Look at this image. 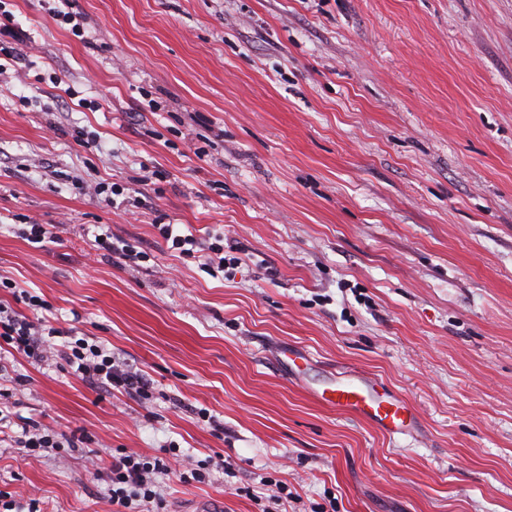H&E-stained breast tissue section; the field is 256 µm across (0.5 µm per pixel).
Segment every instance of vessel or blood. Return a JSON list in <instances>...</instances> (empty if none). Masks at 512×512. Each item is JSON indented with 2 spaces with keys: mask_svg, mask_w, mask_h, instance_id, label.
I'll return each instance as SVG.
<instances>
[{
  "mask_svg": "<svg viewBox=\"0 0 512 512\" xmlns=\"http://www.w3.org/2000/svg\"><path fill=\"white\" fill-rule=\"evenodd\" d=\"M313 396L336 411L356 415L389 436L411 435L417 417L406 399L392 391H378L367 376L349 370L333 377Z\"/></svg>",
  "mask_w": 512,
  "mask_h": 512,
  "instance_id": "vessel-or-blood-1",
  "label": "vessel or blood"
}]
</instances>
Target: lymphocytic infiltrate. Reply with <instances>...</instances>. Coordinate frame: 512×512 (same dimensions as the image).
Returning <instances> with one entry per match:
<instances>
[{
  "label": "lymphocytic infiltrate",
  "mask_w": 512,
  "mask_h": 512,
  "mask_svg": "<svg viewBox=\"0 0 512 512\" xmlns=\"http://www.w3.org/2000/svg\"><path fill=\"white\" fill-rule=\"evenodd\" d=\"M159 236L171 242L179 257L201 261L210 276L232 279L236 270L245 264L243 249L237 241L216 236L206 241L181 233L177 225L157 224ZM8 289L13 297L27 306L21 314L11 307L0 305V351L33 364L53 362L59 370L76 375L93 390L108 393L119 386L150 399V382L131 370L122 369L106 345L89 342L87 337L69 334L63 344H55L60 331L42 314L47 304L40 296L22 289L12 279L0 277V289ZM88 436L74 438L53 428L25 423L14 443L20 456H32L61 448H74L88 443ZM171 462L163 457H146L133 450L121 451L112 457L101 473L107 484L106 501L111 512H135L136 508L155 505L162 507L159 486L161 476L170 474Z\"/></svg>",
  "instance_id": "f902f5d3"
}]
</instances>
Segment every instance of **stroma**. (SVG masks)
I'll return each mask as SVG.
<instances>
[{"instance_id": "stroma-1", "label": "stroma", "mask_w": 512, "mask_h": 512, "mask_svg": "<svg viewBox=\"0 0 512 512\" xmlns=\"http://www.w3.org/2000/svg\"><path fill=\"white\" fill-rule=\"evenodd\" d=\"M75 3L80 38L53 0H0L27 36L0 75V275L143 373L153 398L100 399L7 362L15 421L93 443L22 460L0 439V490L106 512L95 471L112 452L173 445L235 474L165 476L164 512L216 497L263 512L281 482L288 512H512V0ZM77 128L101 149L78 147ZM149 170L167 177L141 186L133 215L73 186ZM24 219L58 241L17 237ZM160 222L237 240L247 268L209 276ZM96 224L148 261H90ZM283 347L308 354L303 381ZM345 368L406 398L418 435L313 398ZM60 2L52 9V19L57 24L70 25L69 31L76 37L83 36L84 34V18L83 15L76 9L72 0H55ZM61 5V6H60ZM200 462H203V464L196 465L197 468L191 469L190 472L192 480L196 482L202 483L205 482L206 479H210L214 470L230 477L234 476L233 471L235 470L232 468L230 462L224 460V455L217 454L210 456L208 460Z\"/></svg>"}]
</instances>
